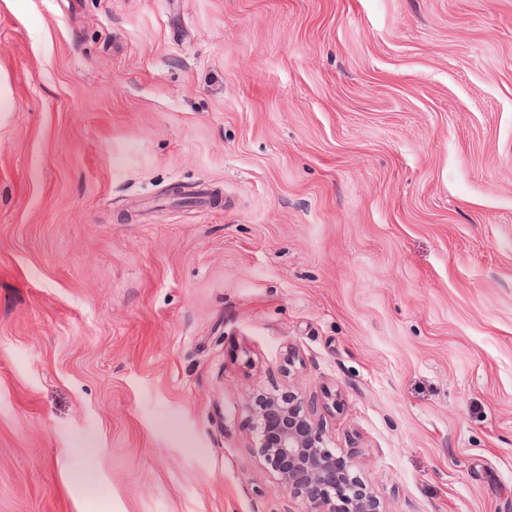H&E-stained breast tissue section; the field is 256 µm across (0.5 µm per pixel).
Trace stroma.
<instances>
[{"instance_id": "1", "label": "stroma", "mask_w": 512, "mask_h": 512, "mask_svg": "<svg viewBox=\"0 0 512 512\" xmlns=\"http://www.w3.org/2000/svg\"><path fill=\"white\" fill-rule=\"evenodd\" d=\"M0 73V512H306L274 388L512 512V0H0Z\"/></svg>"}]
</instances>
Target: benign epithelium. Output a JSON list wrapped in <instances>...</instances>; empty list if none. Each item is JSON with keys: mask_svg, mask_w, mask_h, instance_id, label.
<instances>
[{"mask_svg": "<svg viewBox=\"0 0 512 512\" xmlns=\"http://www.w3.org/2000/svg\"><path fill=\"white\" fill-rule=\"evenodd\" d=\"M255 447L278 486L308 512H384L355 473L351 454L336 455L304 399L290 389L255 393L248 406Z\"/></svg>", "mask_w": 512, "mask_h": 512, "instance_id": "7a95c632", "label": "benign epithelium"}]
</instances>
